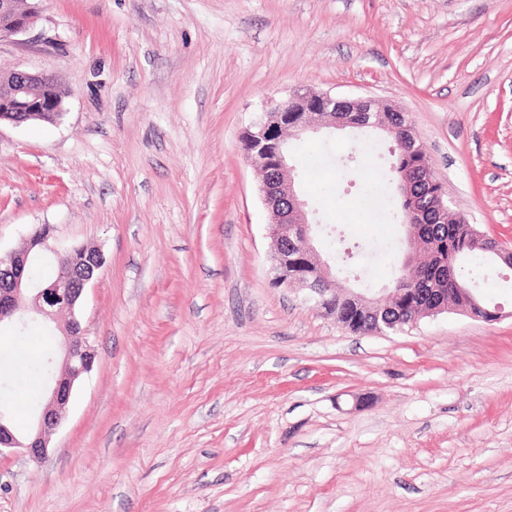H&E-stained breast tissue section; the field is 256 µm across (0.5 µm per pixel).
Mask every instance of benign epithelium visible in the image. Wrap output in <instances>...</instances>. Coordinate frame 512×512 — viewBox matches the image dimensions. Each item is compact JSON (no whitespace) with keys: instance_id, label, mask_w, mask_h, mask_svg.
Instances as JSON below:
<instances>
[{"instance_id":"benign-epithelium-1","label":"benign epithelium","mask_w":512,"mask_h":512,"mask_svg":"<svg viewBox=\"0 0 512 512\" xmlns=\"http://www.w3.org/2000/svg\"><path fill=\"white\" fill-rule=\"evenodd\" d=\"M40 17L34 5L17 10L15 0H0V29L8 37L26 34ZM0 84L10 89L6 107L0 108V122L15 125L42 119L50 114L62 115L65 90L58 79L45 73H32L14 68L0 69ZM394 104L381 105L371 97L340 98L327 92L306 90L269 107L253 124L254 133L262 136L278 120L282 112L297 116L288 125L291 134L300 137L321 129H345L348 123L339 117L341 112H398ZM256 169L264 172L261 192L270 213L269 233L276 243L274 252L275 282L289 288L311 293L321 309L336 306V289L325 284L333 281L329 265L319 258L313 244V228L309 224L305 203L295 190L293 168L274 148H262L247 158ZM51 228L44 225L34 230L25 245L6 253L0 252V330L23 328L31 320L60 331L62 369L51 375L46 391V403L33 420L30 432L17 436L7 423V414L0 408V455L8 449L20 452L32 460L41 459L47 451L50 436L60 425L70 402L75 383L92 368L95 359L93 346L86 336L82 321L76 314L85 290L97 278L104 265L103 254L86 247L55 249L49 246ZM485 250L502 261L512 262V250L479 234ZM302 248L312 263L320 267V278H309L288 272V256ZM53 253L57 274L50 282L30 279L28 269L42 251ZM356 311L371 320L381 321L383 303L353 288L349 289Z\"/></svg>"}]
</instances>
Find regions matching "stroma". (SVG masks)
<instances>
[{
  "mask_svg": "<svg viewBox=\"0 0 512 512\" xmlns=\"http://www.w3.org/2000/svg\"><path fill=\"white\" fill-rule=\"evenodd\" d=\"M0 68L55 75L54 124L0 123V249L47 225L100 248L81 302L95 349L40 460L0 455V512H512V284L505 316L345 329L273 283L242 136L310 88L402 107L451 209L512 248V0H40ZM353 129L294 141L321 259L381 296L407 250ZM42 352L32 353L34 341ZM59 355L0 335V405L31 428Z\"/></svg>",
  "mask_w": 512,
  "mask_h": 512,
  "instance_id": "35a3bbf8",
  "label": "stroma"
}]
</instances>
